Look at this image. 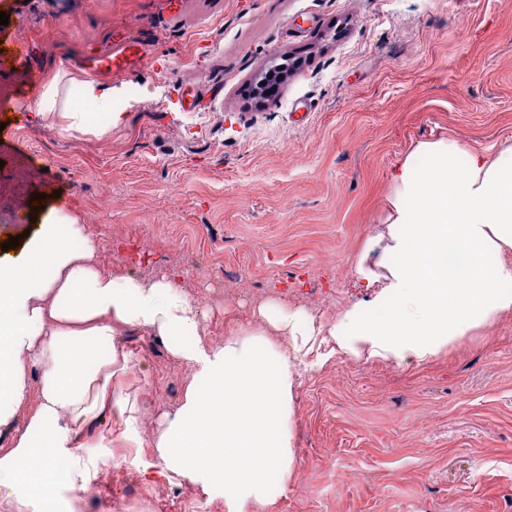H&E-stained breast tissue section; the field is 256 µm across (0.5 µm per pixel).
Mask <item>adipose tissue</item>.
Returning a JSON list of instances; mask_svg holds the SVG:
<instances>
[{
    "label": "adipose tissue",
    "mask_w": 512,
    "mask_h": 512,
    "mask_svg": "<svg viewBox=\"0 0 512 512\" xmlns=\"http://www.w3.org/2000/svg\"><path fill=\"white\" fill-rule=\"evenodd\" d=\"M83 96L107 117L60 106L58 79L36 103L62 128L105 134L123 118L120 94L94 78ZM425 165H418V158ZM80 248H72L73 237ZM512 146L496 156L461 153L452 142L419 144L391 174L388 212L354 262L360 286L374 293L317 335L295 314L261 308L253 338L203 344V315L176 276L144 279L100 271L96 244L78 218L51 209L39 233L0 259V505L28 512L64 481L77 496L98 471L84 455L90 424L110 413L119 437L139 439L138 397L117 382L131 360L118 336L145 329L168 340L175 360L195 368L184 402L162 413L153 446L162 476L223 485L233 512L266 505L270 483L294 464L289 421L294 368L339 351L368 361L426 364L468 332L512 311ZM281 344L264 342L266 326ZM194 338L185 347L181 338ZM41 369L32 384L31 369Z\"/></svg>",
    "instance_id": "obj_1"
}]
</instances>
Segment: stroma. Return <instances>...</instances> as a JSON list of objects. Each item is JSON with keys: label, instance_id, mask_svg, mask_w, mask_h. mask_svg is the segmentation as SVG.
<instances>
[{"label": "stroma", "instance_id": "1", "mask_svg": "<svg viewBox=\"0 0 512 512\" xmlns=\"http://www.w3.org/2000/svg\"><path fill=\"white\" fill-rule=\"evenodd\" d=\"M0 237L53 207L98 241L102 271L173 274L209 343L251 332L259 307L326 326L365 299L353 264L384 222L391 170L420 143L512 145V0H0ZM140 42L124 122L104 135L37 117L41 88L106 121L81 81ZM25 54L15 63L13 53ZM72 59L65 68L62 58ZM275 100L249 96L278 58ZM121 343L140 442L111 416L90 449L84 512H228L223 487L156 476L160 411L193 369L144 330ZM294 467L261 512H512V312L417 365L344 354L299 367Z\"/></svg>", "mask_w": 512, "mask_h": 512}]
</instances>
